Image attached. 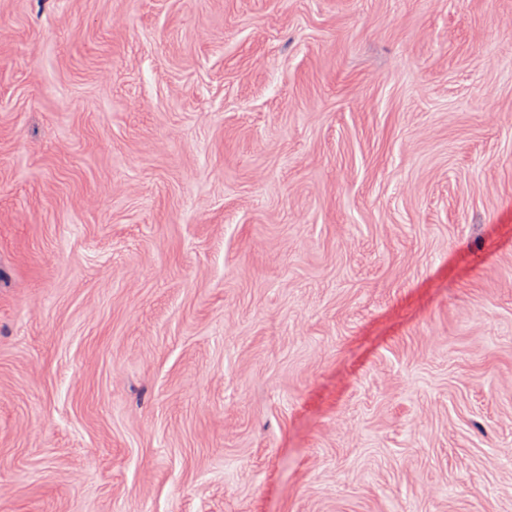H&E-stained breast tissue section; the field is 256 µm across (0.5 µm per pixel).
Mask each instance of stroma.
I'll return each mask as SVG.
<instances>
[{
  "label": "stroma",
  "instance_id": "stroma-1",
  "mask_svg": "<svg viewBox=\"0 0 512 512\" xmlns=\"http://www.w3.org/2000/svg\"><path fill=\"white\" fill-rule=\"evenodd\" d=\"M0 512H512V0H0Z\"/></svg>",
  "mask_w": 512,
  "mask_h": 512
}]
</instances>
